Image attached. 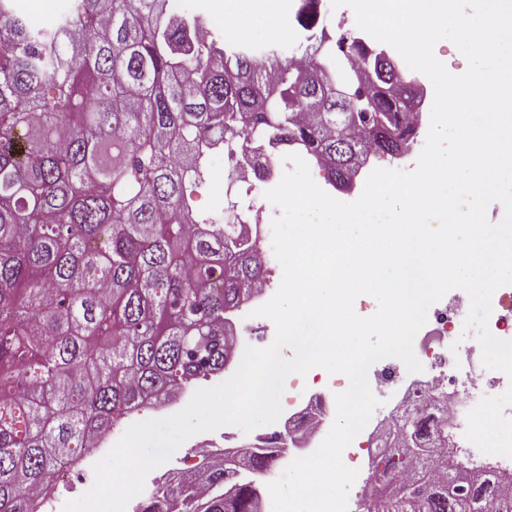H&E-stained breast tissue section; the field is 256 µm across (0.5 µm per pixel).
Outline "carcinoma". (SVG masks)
Listing matches in <instances>:
<instances>
[{
  "label": "carcinoma",
  "instance_id": "carcinoma-1",
  "mask_svg": "<svg viewBox=\"0 0 512 512\" xmlns=\"http://www.w3.org/2000/svg\"><path fill=\"white\" fill-rule=\"evenodd\" d=\"M169 0H71L49 21L0 0V512H34L31 490L132 410L224 370L225 314L266 270L246 224L194 213L188 185L208 175L206 148L265 154L298 147L328 181L350 180L363 141L381 158L413 131L398 102L362 88L386 69L376 49L323 34L296 67L287 43L226 47L196 39L203 14ZM300 0L296 23L318 19ZM344 67L336 69V57ZM400 423L412 454L382 444L374 474L407 467L400 486L369 482L363 499L392 512H512V483L459 467L443 413ZM265 448L205 470L199 486L163 483L138 512H261Z\"/></svg>",
  "mask_w": 512,
  "mask_h": 512
}]
</instances>
